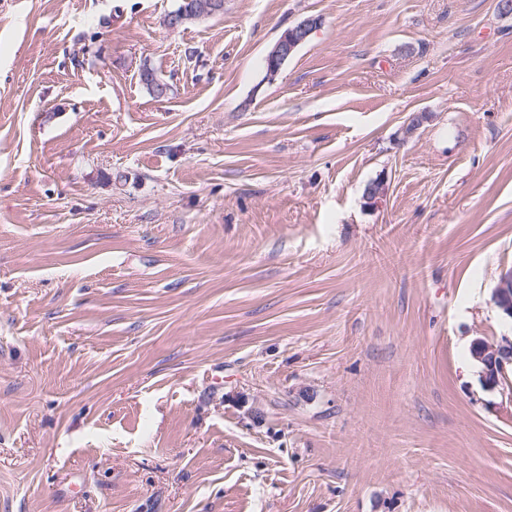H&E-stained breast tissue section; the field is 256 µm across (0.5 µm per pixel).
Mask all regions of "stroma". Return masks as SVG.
Wrapping results in <instances>:
<instances>
[{"label":"stroma","mask_w":512,"mask_h":512,"mask_svg":"<svg viewBox=\"0 0 512 512\" xmlns=\"http://www.w3.org/2000/svg\"><path fill=\"white\" fill-rule=\"evenodd\" d=\"M176 5L0 0V512H512V13ZM190 11H180L170 16L168 28L176 30L183 27L187 22L198 21L203 18L214 15L223 11L224 2L222 0H197ZM320 21L318 17H307L286 29L267 54V75L273 79L281 71L285 62L307 40ZM493 302L503 319L512 321V271L501 276L493 292ZM472 357L479 365L478 376L486 390L503 389L512 367V336H502L501 341L489 343L476 339L471 345Z\"/></svg>","instance_id":"35a3bbf8"}]
</instances>
